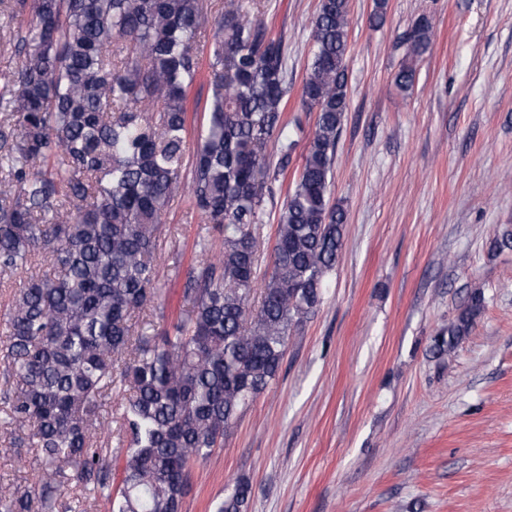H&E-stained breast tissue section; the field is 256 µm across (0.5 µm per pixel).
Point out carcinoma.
I'll return each instance as SVG.
<instances>
[{
	"mask_svg": "<svg viewBox=\"0 0 512 512\" xmlns=\"http://www.w3.org/2000/svg\"><path fill=\"white\" fill-rule=\"evenodd\" d=\"M17 25L15 65L0 75V274L44 255L48 268L14 289L3 314L0 421L23 460L35 451L28 487L0 486V512H181L194 464L224 442L240 412L276 377L292 332L320 304L342 248L346 214L330 205L336 146L348 110L349 0H319L301 108L315 130L279 217L257 312L258 242L265 197L297 147L282 122L288 44L242 0L208 16L207 0H0ZM214 27L211 97L188 150L189 93L201 68L197 45ZM432 19L398 38L396 86L410 91L414 62L431 46ZM188 194L210 236L182 290L178 319L148 334L133 317L155 313L163 215ZM470 293L432 338L454 350L484 309ZM119 381L116 420L126 444L121 473L104 454L112 438L102 407ZM240 478L214 512H248Z\"/></svg>",
	"mask_w": 512,
	"mask_h": 512,
	"instance_id": "1",
	"label": "carcinoma"
}]
</instances>
